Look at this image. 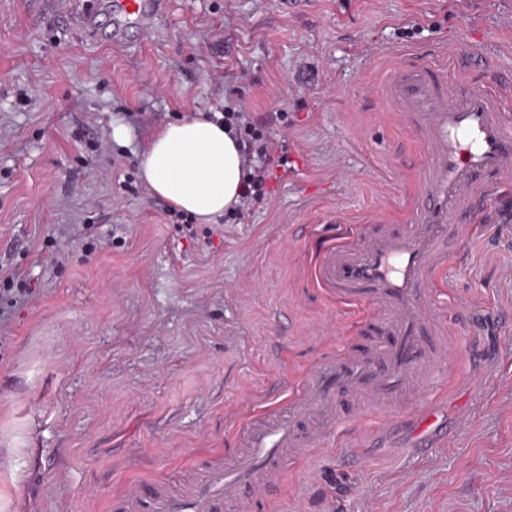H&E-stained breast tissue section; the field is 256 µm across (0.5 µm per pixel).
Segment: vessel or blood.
Returning a JSON list of instances; mask_svg holds the SVG:
<instances>
[{"label":"vessel or blood","mask_w":512,"mask_h":512,"mask_svg":"<svg viewBox=\"0 0 512 512\" xmlns=\"http://www.w3.org/2000/svg\"><path fill=\"white\" fill-rule=\"evenodd\" d=\"M169 0H112L115 15L151 35ZM376 93L402 116L425 151L416 200L404 226L330 240L317 248L311 274L337 303L360 310L359 323L386 344L376 355L346 348L308 371L283 402L240 425L241 448L230 460L194 464L187 490L156 482L127 483L121 512H224L249 508L279 491L288 461L309 456L337 424L349 422L348 446L366 435V409L420 396L433 370L463 333L437 307L440 275L475 224L480 204L512 183V81H460L423 63L392 67ZM435 408L417 424L421 448L447 446Z\"/></svg>","instance_id":"vessel-or-blood-1"}]
</instances>
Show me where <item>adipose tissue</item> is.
I'll list each match as a JSON object with an SVG mask.
<instances>
[{
  "mask_svg": "<svg viewBox=\"0 0 512 512\" xmlns=\"http://www.w3.org/2000/svg\"><path fill=\"white\" fill-rule=\"evenodd\" d=\"M140 171L155 195L207 224L238 204L244 162L224 125L198 115L153 134Z\"/></svg>",
  "mask_w": 512,
  "mask_h": 512,
  "instance_id": "1",
  "label": "adipose tissue"
}]
</instances>
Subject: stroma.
<instances>
[{
  "instance_id": "35a3bbf8",
  "label": "stroma",
  "mask_w": 512,
  "mask_h": 512,
  "mask_svg": "<svg viewBox=\"0 0 512 512\" xmlns=\"http://www.w3.org/2000/svg\"><path fill=\"white\" fill-rule=\"evenodd\" d=\"M406 61L512 77V0H171L122 46L53 0H0V280L34 290L0 299V512H113L139 478L179 491L196 457L234 451L240 414L355 342L310 261L371 214L408 217L423 148L374 95ZM229 104L287 108L268 133L288 164L241 223H171L140 153ZM442 280L474 336L421 397L365 413L356 459L341 423L289 464L265 512H512V187ZM430 404L449 447L414 446Z\"/></svg>"
}]
</instances>
